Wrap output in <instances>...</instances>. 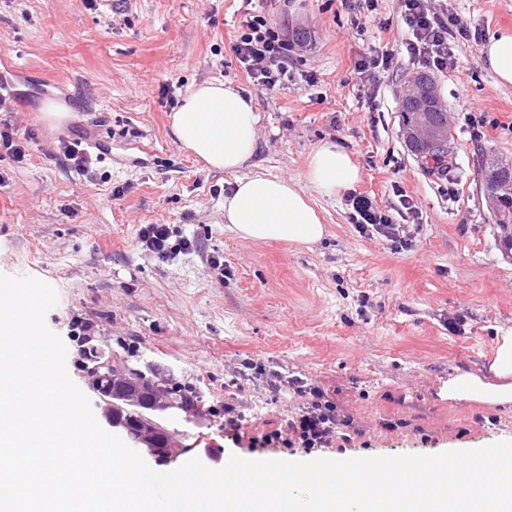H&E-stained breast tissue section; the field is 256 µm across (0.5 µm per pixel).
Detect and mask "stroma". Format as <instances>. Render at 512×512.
<instances>
[{
	"label": "stroma",
	"mask_w": 512,
	"mask_h": 512,
	"mask_svg": "<svg viewBox=\"0 0 512 512\" xmlns=\"http://www.w3.org/2000/svg\"><path fill=\"white\" fill-rule=\"evenodd\" d=\"M436 13L470 19L434 72L455 164L429 175L401 135L399 102L421 65L397 52L398 0H0V73L12 95L0 126L27 146L23 162L0 154V274L51 285L46 316L66 348V368L85 387L72 319L130 367L159 371L196 391L200 422L162 414L183 451L222 468L245 459H347L438 454L512 441V407L452 403L449 376H489L499 336L512 332V255L480 190L484 155L512 162V86L480 59L490 34L512 30V0H430ZM262 12L285 36L304 32L288 55L286 84L254 85L233 49L246 14ZM394 51L375 79L354 64L369 47ZM230 82L259 115L245 173L301 179L324 141L361 170L357 192L396 212L404 247L351 222L348 192L314 202L328 229L304 246L239 238L224 223L232 175L210 170L173 137L172 106L196 84ZM66 117L46 120L48 103ZM483 118L474 131L470 116ZM104 151L93 175L77 171L61 140ZM414 212H400V196ZM167 224L196 240L166 258L145 250L141 225ZM223 259L224 278L208 272ZM464 320L461 333L449 318ZM267 373L240 378L244 360ZM323 388L353 421L350 442L326 450L242 449L224 427L235 397L260 435L283 426L300 400L275 397L269 373Z\"/></svg>",
	"instance_id": "obj_1"
}]
</instances>
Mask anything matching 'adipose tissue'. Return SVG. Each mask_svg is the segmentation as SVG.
I'll return each mask as SVG.
<instances>
[{
    "instance_id": "1",
    "label": "adipose tissue",
    "mask_w": 512,
    "mask_h": 512,
    "mask_svg": "<svg viewBox=\"0 0 512 512\" xmlns=\"http://www.w3.org/2000/svg\"><path fill=\"white\" fill-rule=\"evenodd\" d=\"M481 57L500 85H512V33L490 36ZM258 117L244 96L215 80L198 85L171 116L177 141L211 169L235 177L224 199V221L242 239L311 245L326 234L310 193L333 198L357 183L359 168L338 143L323 142L310 155L302 180L243 174L254 154ZM491 378L466 373L449 377L445 394L452 402L512 405V336L500 337Z\"/></svg>"
}]
</instances>
